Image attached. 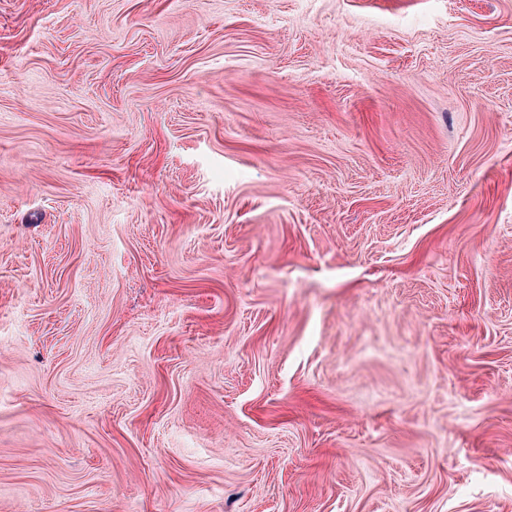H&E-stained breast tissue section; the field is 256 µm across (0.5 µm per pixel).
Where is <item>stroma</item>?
<instances>
[{"mask_svg":"<svg viewBox=\"0 0 512 512\" xmlns=\"http://www.w3.org/2000/svg\"><path fill=\"white\" fill-rule=\"evenodd\" d=\"M0 512H512V0H0Z\"/></svg>","mask_w":512,"mask_h":512,"instance_id":"35a3bbf8","label":"stroma"}]
</instances>
